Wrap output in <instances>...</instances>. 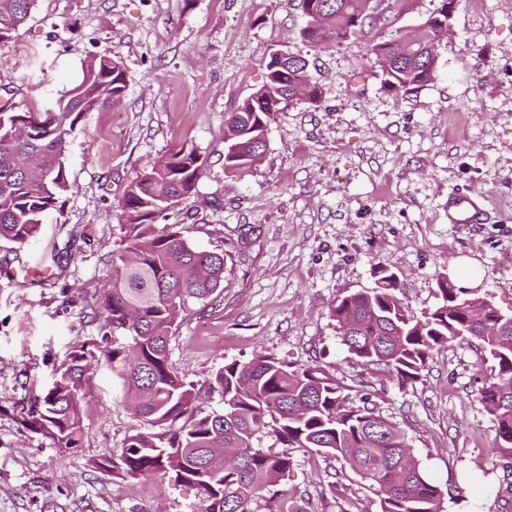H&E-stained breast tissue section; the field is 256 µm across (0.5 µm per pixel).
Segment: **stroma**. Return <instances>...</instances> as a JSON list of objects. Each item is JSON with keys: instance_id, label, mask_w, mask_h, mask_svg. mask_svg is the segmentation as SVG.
I'll list each match as a JSON object with an SVG mask.
<instances>
[{"instance_id": "stroma-1", "label": "stroma", "mask_w": 512, "mask_h": 512, "mask_svg": "<svg viewBox=\"0 0 512 512\" xmlns=\"http://www.w3.org/2000/svg\"><path fill=\"white\" fill-rule=\"evenodd\" d=\"M438 0H370L363 33L313 47L300 35L301 0H37L0 45V107L39 112L112 52L127 81L119 108L90 112L68 139L70 188L39 234L0 241V512H199L196 490L160 477H113L142 422L105 361L81 400L78 447H56L24 408L51 387L72 350L105 345L98 313L112 287L119 203L150 160L193 147L206 170L169 213L196 248L222 253L224 282L191 302L169 359L219 408L208 386L224 363L265 356L324 370L353 401L368 398L406 433L448 487L445 512H502L496 423L479 403V343L434 351L416 382L398 387L349 353L330 316L336 299L374 287L377 265L399 277L414 316L439 306V275L479 273L478 295L512 314V0H459L436 49L432 81L381 88L367 49L422 23ZM304 57L319 103L281 105L268 150L248 175L224 171V122L266 79L270 52ZM484 193L492 223L448 221V195ZM290 452L277 484L305 512H378L339 461Z\"/></svg>"}]
</instances>
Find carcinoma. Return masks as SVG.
I'll use <instances>...</instances> for the list:
<instances>
[{
    "label": "carcinoma",
    "instance_id": "cac0c4a2",
    "mask_svg": "<svg viewBox=\"0 0 512 512\" xmlns=\"http://www.w3.org/2000/svg\"><path fill=\"white\" fill-rule=\"evenodd\" d=\"M36 0H0V43L11 39L29 18ZM369 0H302L309 30L304 40L319 46L339 32H363ZM448 0L430 14L443 22L420 26L368 53L381 71V89L408 91L431 79L421 40L436 43L448 34ZM307 60L269 55L267 80L227 118L224 170L250 172L267 150L268 121L295 92L316 103L321 88L311 81ZM124 70L116 56L95 55L82 65L81 79L47 112L51 128L23 138L20 127L30 111L0 110V240L24 244L39 232L43 217L58 208L69 183L65 152L75 124L88 112L121 104ZM205 172L193 148L150 162L131 181L120 201L124 221L120 248L112 252V288L102 303L112 348L101 351L133 415L169 433L139 431L112 459L120 478L169 476L196 488L201 512H305L293 496L275 489L279 475L293 466L286 453L256 445L271 434L289 448L340 461L379 500V512H444V492L415 456L403 431L368 402L355 406L344 388L317 367L293 368L266 357L227 362L215 372L209 393L223 407L200 415L192 404L194 387L169 362L168 344L177 317L191 301L213 295L224 281V255L199 250L167 224V212ZM377 287L346 295L330 308L342 341L366 368L388 376L399 388L417 381L433 351L449 343L481 341L489 368L483 371L480 403L497 426L496 453L512 476V319L500 335H483L482 325H462L478 309L496 322L498 312L468 288H448L438 280L442 302L420 318L408 314L397 295L398 282L377 265ZM458 297H453V293ZM95 353L81 348L68 355L52 387L31 405L29 415L47 422L58 448H76L82 436L80 402Z\"/></svg>",
    "mask_w": 512,
    "mask_h": 512
}]
</instances>
